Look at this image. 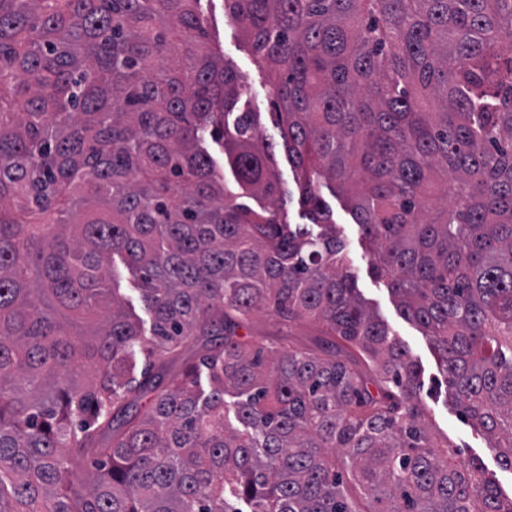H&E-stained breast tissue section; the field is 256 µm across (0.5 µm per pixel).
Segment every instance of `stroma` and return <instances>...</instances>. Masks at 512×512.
I'll use <instances>...</instances> for the list:
<instances>
[{"label":"stroma","instance_id":"stroma-1","mask_svg":"<svg viewBox=\"0 0 512 512\" xmlns=\"http://www.w3.org/2000/svg\"><path fill=\"white\" fill-rule=\"evenodd\" d=\"M201 10L213 43L219 47L225 59L233 63L245 82V101L253 111L259 112L265 133L277 135L278 129L271 113L273 94L269 72L258 68L245 36L227 22L224 16V0H201ZM324 199L337 227L343 231L347 240L348 258L360 294L370 308L388 323L421 367V397L427 409L426 425L434 441L453 445L455 461L480 458L488 472L496 477L502 490L511 493L512 473L502 471L498 467L484 435L460 417L458 410L448 398L444 377L437 366L428 338L423 336L414 323L402 317L386 281L378 279L373 274L369 250L361 241L359 229L354 224L343 199L329 193L325 194ZM249 330L259 341L279 340L296 347L311 342L309 326H288L278 317L266 312L252 316Z\"/></svg>","mask_w":512,"mask_h":512}]
</instances>
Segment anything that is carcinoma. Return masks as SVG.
Here are the masks:
<instances>
[{"label":"carcinoma","mask_w":512,"mask_h":512,"mask_svg":"<svg viewBox=\"0 0 512 512\" xmlns=\"http://www.w3.org/2000/svg\"><path fill=\"white\" fill-rule=\"evenodd\" d=\"M224 15L273 75L278 143L200 0H0V512H360L346 477L376 512H512L480 462L434 449L420 365L322 197L512 472V0ZM263 310L319 324L313 345L242 334ZM276 161L280 177L284 182L287 183L288 189L293 193V199L291 200L290 203L287 204L289 220L291 223L294 224H306L308 223V221L306 219H302L299 215V205L297 203V189L294 183L291 168L288 165V160L285 157L284 152L282 150L277 152ZM115 269L119 275L120 294L126 302V307L134 308L135 312L147 321L146 327L149 328V316L143 309L137 287L132 283L131 276L118 258L116 259Z\"/></svg>","instance_id":"carcinoma-1"}]
</instances>
